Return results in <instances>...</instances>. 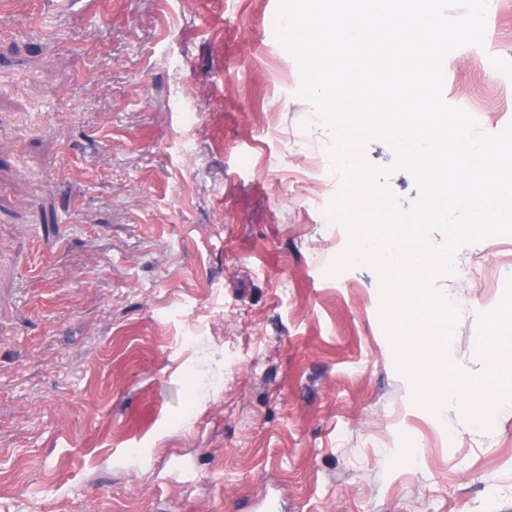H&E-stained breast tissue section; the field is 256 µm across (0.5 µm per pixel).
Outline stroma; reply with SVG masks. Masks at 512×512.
Returning <instances> with one entry per match:
<instances>
[{
    "mask_svg": "<svg viewBox=\"0 0 512 512\" xmlns=\"http://www.w3.org/2000/svg\"><path fill=\"white\" fill-rule=\"evenodd\" d=\"M277 0H0V512H512L489 428L413 400L312 168ZM443 98L512 123V0ZM450 358L512 278L462 245Z\"/></svg>",
    "mask_w": 512,
    "mask_h": 512,
    "instance_id": "obj_1",
    "label": "stroma"
}]
</instances>
